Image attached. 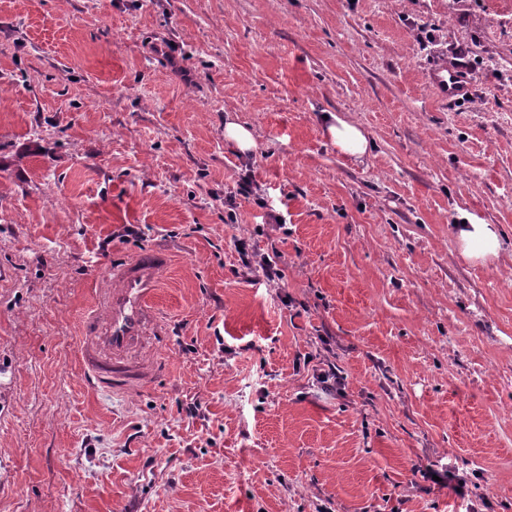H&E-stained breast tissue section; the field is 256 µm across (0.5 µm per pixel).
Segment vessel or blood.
I'll use <instances>...</instances> for the list:
<instances>
[{"mask_svg":"<svg viewBox=\"0 0 512 512\" xmlns=\"http://www.w3.org/2000/svg\"><path fill=\"white\" fill-rule=\"evenodd\" d=\"M428 86L444 101L467 90V84L447 64L435 65ZM169 256L155 249L141 251L130 263L112 269L105 288L99 289L94 306L85 317L80 356L92 384L107 389H132L149 379L155 367L130 352L149 336L161 335L159 309L160 274Z\"/></svg>","mask_w":512,"mask_h":512,"instance_id":"vessel-or-blood-1","label":"vessel or blood"}]
</instances>
